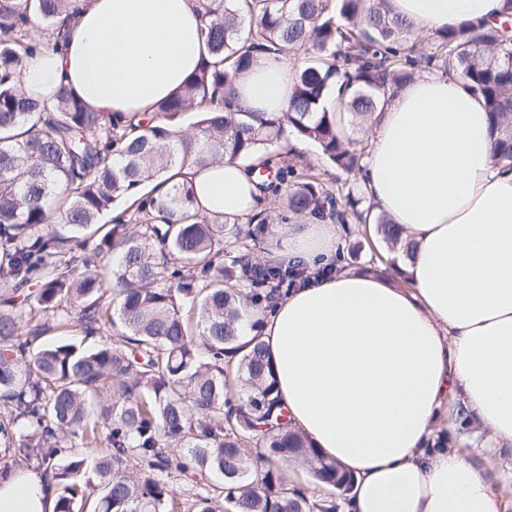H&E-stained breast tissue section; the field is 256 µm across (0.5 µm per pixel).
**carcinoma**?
I'll list each match as a JSON object with an SVG mask.
<instances>
[{
    "mask_svg": "<svg viewBox=\"0 0 512 512\" xmlns=\"http://www.w3.org/2000/svg\"><path fill=\"white\" fill-rule=\"evenodd\" d=\"M208 58L149 117L112 121L66 85L49 108L20 81L40 48L36 25L66 32L80 0H0V456H34L54 486L55 512H82L88 473L94 512H177L170 479L199 475L194 512H337L336 498L290 487L282 466L306 465L319 484L353 478L318 456L278 409L275 381L253 307L275 304L298 270L241 250L279 221L377 225L391 251L414 244L387 215L361 207L352 189L330 191L284 157L254 164L289 184L286 211L247 226L199 211L184 170L225 155L250 159L291 134L318 145L337 170L365 156L343 135L344 115L366 123L417 75L468 81L490 116L492 157L512 168V0L501 22L466 25L418 50L412 26L389 0H196ZM304 54L284 112L235 107L236 75L255 55ZM335 112L318 111L327 90ZM196 120L183 131L181 117ZM118 216L99 223L116 203ZM98 237L88 254L84 242ZM250 282L248 292L238 288ZM59 313L61 327L113 341L93 350L43 340L26 310ZM96 447L97 456L84 449ZM136 472L127 473L130 462Z\"/></svg>",
    "mask_w": 512,
    "mask_h": 512,
    "instance_id": "obj_1",
    "label": "carcinoma"
}]
</instances>
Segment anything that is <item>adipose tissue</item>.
I'll list each match as a JSON object with an SVG mask.
<instances>
[{"label": "adipose tissue", "mask_w": 512, "mask_h": 512, "mask_svg": "<svg viewBox=\"0 0 512 512\" xmlns=\"http://www.w3.org/2000/svg\"><path fill=\"white\" fill-rule=\"evenodd\" d=\"M416 33L494 21L503 0H390ZM195 0H84L56 45L27 56L23 86L53 103L69 86L115 119L147 115L201 66ZM287 59L257 56L235 81L245 112L284 111ZM200 209L246 222L263 206L237 158L191 172ZM360 186L416 247L396 280L336 259L339 230L302 221L278 232L310 277L260 312V338L290 425L351 474L342 512H512V171L491 157L488 116L456 76L424 75L375 114ZM461 402L489 435L475 454L431 448ZM41 473L0 472V512H53Z\"/></svg>", "instance_id": "1"}]
</instances>
